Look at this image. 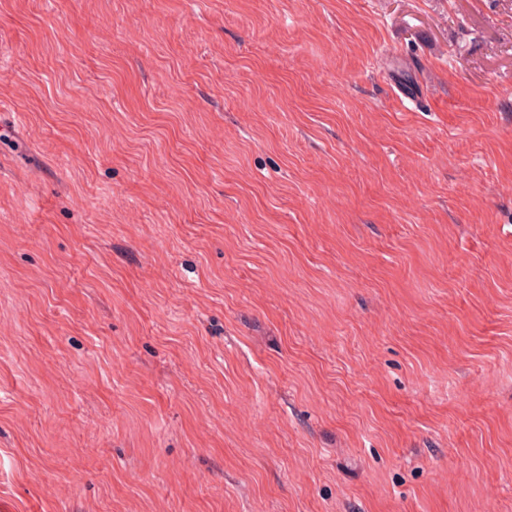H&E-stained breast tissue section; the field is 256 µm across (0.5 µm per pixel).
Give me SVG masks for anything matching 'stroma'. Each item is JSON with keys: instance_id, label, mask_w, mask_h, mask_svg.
Masks as SVG:
<instances>
[{"instance_id": "35a3bbf8", "label": "stroma", "mask_w": 512, "mask_h": 512, "mask_svg": "<svg viewBox=\"0 0 512 512\" xmlns=\"http://www.w3.org/2000/svg\"><path fill=\"white\" fill-rule=\"evenodd\" d=\"M491 499L512 0H0V512Z\"/></svg>"}]
</instances>
